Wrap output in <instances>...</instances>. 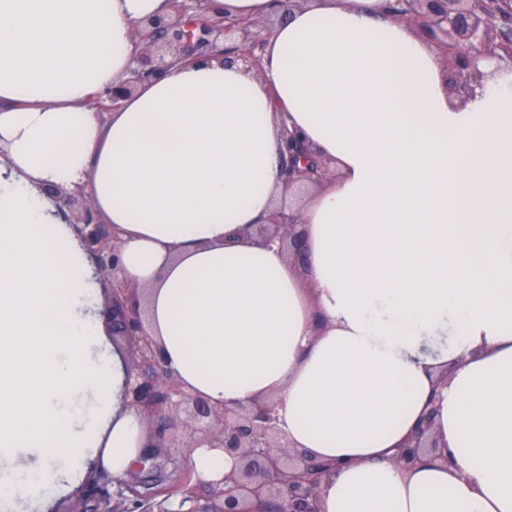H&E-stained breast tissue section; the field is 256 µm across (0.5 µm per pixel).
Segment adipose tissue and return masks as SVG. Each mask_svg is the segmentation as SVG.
I'll use <instances>...</instances> for the list:
<instances>
[{
  "instance_id": "obj_1",
  "label": "adipose tissue",
  "mask_w": 512,
  "mask_h": 512,
  "mask_svg": "<svg viewBox=\"0 0 512 512\" xmlns=\"http://www.w3.org/2000/svg\"><path fill=\"white\" fill-rule=\"evenodd\" d=\"M275 18L260 68L212 53L101 120L134 21L169 0H0V512H47L149 453L93 262L45 187L83 185L180 386L275 399L290 447L335 463L324 512H512V84L448 96L385 0H211ZM299 132L340 176L300 210L308 273L251 234ZM436 402L439 451L395 454ZM201 480L236 465L187 451Z\"/></svg>"
}]
</instances>
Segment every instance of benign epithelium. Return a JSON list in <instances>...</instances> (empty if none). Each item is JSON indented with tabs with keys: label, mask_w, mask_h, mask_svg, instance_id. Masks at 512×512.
Instances as JSON below:
<instances>
[{
	"label": "benign epithelium",
	"mask_w": 512,
	"mask_h": 512,
	"mask_svg": "<svg viewBox=\"0 0 512 512\" xmlns=\"http://www.w3.org/2000/svg\"><path fill=\"white\" fill-rule=\"evenodd\" d=\"M402 4L396 13L417 27L434 44L448 72V89L460 100L485 91L480 66L491 63L496 70L512 73V46L493 44L487 17L477 15L471 0H393ZM261 21L222 20L209 11L208 0H170L165 16L134 23L133 66L126 76L107 87L93 102L100 116L121 107L138 86L163 75L170 67L191 63L219 49V44L234 42L224 59L241 58L257 67L263 47L256 29ZM284 188L323 186L337 178L330 163L305 144L297 132H285L279 143ZM313 159L316 172L306 171L303 159ZM50 199L79 204L70 221L86 251L95 274L112 279V293L105 309L112 338L128 342V379L125 396L129 404L156 425V433L181 425L191 436L183 448L205 443L222 448L237 460L219 486H210V497L200 504L196 488L185 481L176 512H321L320 483L335 466L304 451L288 446L278 428L274 400L236 403L215 407L181 390L165 368L153 341L147 336L140 313V302L131 287L119 280L123 272L121 239L112 224L106 223L80 187L66 190L54 186L46 192ZM299 211L286 206L276 208L269 222L257 224L253 233L277 241L299 264H307V245L298 231ZM436 400L420 417L398 450L395 461L410 466L428 454L441 463L446 458L435 453Z\"/></svg>",
	"instance_id": "benign-epithelium-1"
}]
</instances>
